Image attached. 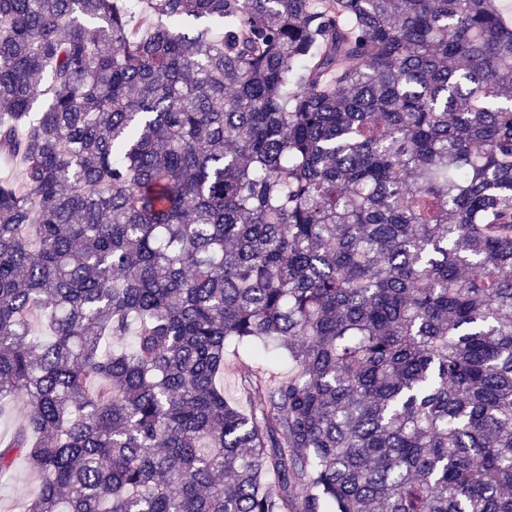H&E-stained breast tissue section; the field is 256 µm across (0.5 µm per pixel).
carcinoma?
Here are the masks:
<instances>
[{
  "instance_id": "1",
  "label": "carcinoma",
  "mask_w": 512,
  "mask_h": 512,
  "mask_svg": "<svg viewBox=\"0 0 512 512\" xmlns=\"http://www.w3.org/2000/svg\"><path fill=\"white\" fill-rule=\"evenodd\" d=\"M1 154L25 512H512L489 0H0Z\"/></svg>"
}]
</instances>
